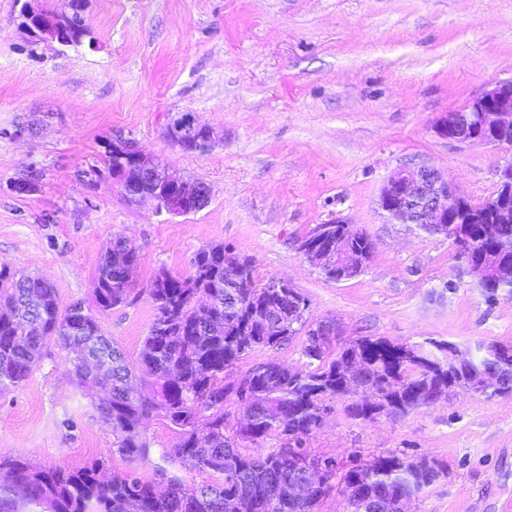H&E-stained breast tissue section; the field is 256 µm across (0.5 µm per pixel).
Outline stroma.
<instances>
[{
	"instance_id": "35a3bbf8",
	"label": "stroma",
	"mask_w": 512,
	"mask_h": 512,
	"mask_svg": "<svg viewBox=\"0 0 512 512\" xmlns=\"http://www.w3.org/2000/svg\"><path fill=\"white\" fill-rule=\"evenodd\" d=\"M20 8L0 0V267L44 278L61 307L88 306L105 244L133 240L131 296L101 318L129 361L155 317L150 282L189 275L211 243L250 257L257 284L290 281L308 298L309 319L336 320L344 339L512 345V297L488 302L445 236L386 223L377 205L392 172L421 165L472 199L496 190L512 149L456 142L436 124L512 79V0H90L93 44L64 49L29 43ZM178 112L215 129L211 150L173 144L166 127ZM115 135L206 183L209 204L181 216L127 206L95 175ZM31 173L37 192L15 193L12 182ZM333 219L375 244L347 281L325 279L300 250ZM304 342L300 333L251 352L235 373L269 361L306 370ZM324 405L309 440L317 453L342 464L395 453L446 466L405 512H502L512 499V393L488 400L463 387L369 421L348 418L337 400ZM144 434L150 462L123 458L53 344L23 386L0 393V456L73 468L100 459L145 480L163 466L187 484L208 481L165 464L161 451L176 440L167 420L152 417Z\"/></svg>"
}]
</instances>
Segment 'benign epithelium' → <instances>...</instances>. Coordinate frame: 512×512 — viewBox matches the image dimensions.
Wrapping results in <instances>:
<instances>
[{
	"label": "benign epithelium",
	"mask_w": 512,
	"mask_h": 512,
	"mask_svg": "<svg viewBox=\"0 0 512 512\" xmlns=\"http://www.w3.org/2000/svg\"><path fill=\"white\" fill-rule=\"evenodd\" d=\"M88 0H66L64 12L48 14L42 0H24L20 9L21 27L32 44L58 41L59 31L68 25V18L82 14ZM171 141L181 150L194 143L215 141L213 129L199 124L191 113H178L170 122ZM438 134L457 142L480 143L512 148V80L497 82L492 88L470 100L460 109L444 114L436 125ZM132 139L112 137V151L125 164L137 167L142 175L136 204L147 200L169 213L183 215L205 208L210 200V188L203 182L188 183L168 167L154 161ZM499 194L473 201L458 194L448 179L436 168L419 166L390 175L383 184L378 206L389 224H426L440 234H446L458 223L455 211L466 212L478 206L492 214L497 224L512 223V164L500 169L497 183ZM306 259L314 265L328 260L348 272L361 269L363 258L352 251L350 241L342 236L327 246L325 255L312 253Z\"/></svg>",
	"instance_id": "1"
}]
</instances>
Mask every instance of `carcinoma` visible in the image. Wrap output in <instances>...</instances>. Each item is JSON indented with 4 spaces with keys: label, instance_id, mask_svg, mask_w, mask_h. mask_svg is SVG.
I'll return each mask as SVG.
<instances>
[{
    "label": "carcinoma",
    "instance_id": "carcinoma-1",
    "mask_svg": "<svg viewBox=\"0 0 512 512\" xmlns=\"http://www.w3.org/2000/svg\"><path fill=\"white\" fill-rule=\"evenodd\" d=\"M88 36L86 23L76 16L64 41L77 47ZM102 161L109 176L125 183L135 180L136 174L112 155L110 139ZM325 228L327 236L352 237L364 259H370L374 243L354 225ZM465 236L472 239L473 262L482 260L484 247L495 246L498 263L512 267V224H472ZM117 245L127 253L125 267L110 263ZM138 261L131 240L110 242L93 278V306L65 309L53 286L0 267V391L26 382L53 342L71 354L78 385L107 388L94 405L101 421L112 427L120 455L150 460L144 423L155 414L177 429L175 443L163 449L162 457L172 464L187 463L213 481L190 487L161 469L166 487L158 491L129 471L101 477L102 460L71 469L0 456V512H317L339 470L348 512H401L402 501L448 473L445 465L392 453L366 461L354 456L339 467L335 458L307 448L322 425L323 401L339 400L350 418L367 421L381 413L405 416L436 401L444 389L466 382H499L501 391L485 395L488 400L512 393V345L496 342L463 352L448 341L428 339L403 357L399 344L381 337L342 343L336 335L320 336L318 331L334 330L336 323L311 322L297 314L301 307L309 310V301L294 288L275 289L272 281L257 286L252 261L222 243L200 248L189 276L162 273L153 280L147 293L156 314L135 367L105 336L100 315L126 303L129 266ZM200 292L211 298L205 311L194 303ZM302 329V355L311 370L291 371L267 362L233 377L245 355L279 347ZM357 356L364 357V364L353 382L374 389L376 401L354 399L342 380L345 365ZM246 395L250 402L244 418L230 424L224 402ZM268 438L280 446L253 453L243 446ZM291 450L324 462L325 471L306 496L296 499L284 497L283 490L305 481L307 472L290 457Z\"/></svg>",
    "mask_w": 512,
    "mask_h": 512
}]
</instances>
